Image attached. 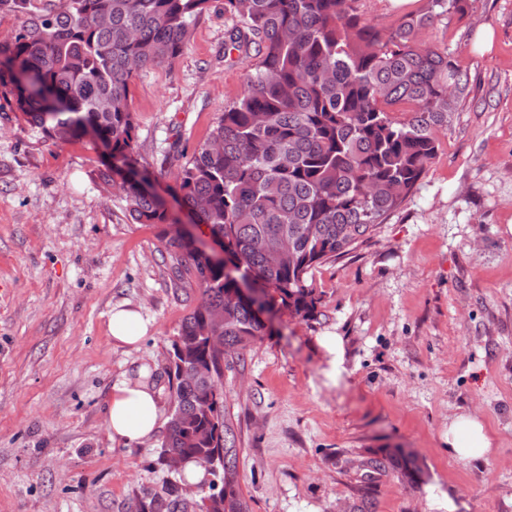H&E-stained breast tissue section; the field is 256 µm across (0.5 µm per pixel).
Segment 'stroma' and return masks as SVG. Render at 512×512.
Segmentation results:
<instances>
[{"instance_id": "obj_1", "label": "stroma", "mask_w": 512, "mask_h": 512, "mask_svg": "<svg viewBox=\"0 0 512 512\" xmlns=\"http://www.w3.org/2000/svg\"><path fill=\"white\" fill-rule=\"evenodd\" d=\"M234 23L212 0L181 55L131 87L139 162L179 218L180 166L255 68L224 52ZM426 38L468 77L436 159L368 242L317 268V317L277 310L224 374L251 512H361L367 499L374 512H512V0H468ZM103 162L89 140L52 142L0 107V512H128L183 484L161 436L114 445L106 414L113 384L143 366L170 412L167 352L200 289L174 285L159 225L132 221L97 179ZM116 306L150 320L138 347L113 342ZM329 335L344 348L334 378ZM464 412L491 442L471 458L448 446ZM381 448L410 454L417 481L366 479Z\"/></svg>"}]
</instances>
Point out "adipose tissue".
<instances>
[{"label": "adipose tissue", "instance_id": "obj_1", "mask_svg": "<svg viewBox=\"0 0 512 512\" xmlns=\"http://www.w3.org/2000/svg\"><path fill=\"white\" fill-rule=\"evenodd\" d=\"M162 417L159 391L149 382L147 369H140L138 377H126L113 385L107 418L113 444L138 445L153 438Z\"/></svg>", "mask_w": 512, "mask_h": 512}]
</instances>
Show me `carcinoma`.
<instances>
[{"instance_id": "cac0c4a2", "label": "carcinoma", "mask_w": 512, "mask_h": 512, "mask_svg": "<svg viewBox=\"0 0 512 512\" xmlns=\"http://www.w3.org/2000/svg\"><path fill=\"white\" fill-rule=\"evenodd\" d=\"M210 2L0 0V15L24 17L0 38V96L52 141H81L92 127L111 142L124 168L100 170L102 184L123 178L132 219L161 226L176 281L199 285L201 302L168 351L173 411L161 452L213 476L201 512H249L237 433L224 417V394L214 390L267 335L238 298L240 283L253 277L271 303L317 316L316 268L368 239L437 155L467 78L448 49L421 33L441 16H464L467 0H428L384 31L364 18L358 0H224V12L240 22L228 43L254 50L256 71L180 167L175 193L193 223L224 238L232 274L169 236L166 225L176 219L138 166L129 104L133 61L144 68L175 60ZM211 310L224 311L222 352L204 339ZM204 401L209 416L198 411ZM411 463L382 448L366 467L408 481Z\"/></svg>"}]
</instances>
